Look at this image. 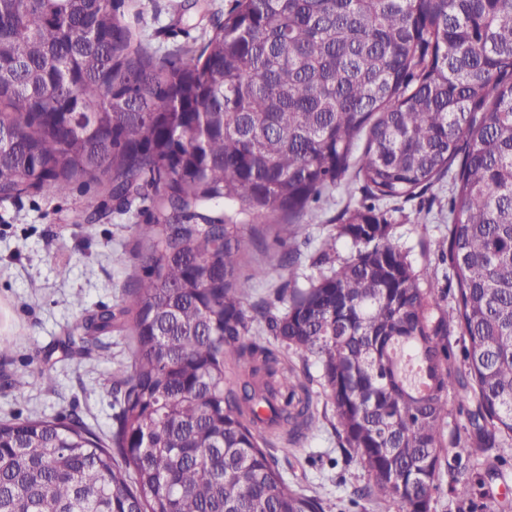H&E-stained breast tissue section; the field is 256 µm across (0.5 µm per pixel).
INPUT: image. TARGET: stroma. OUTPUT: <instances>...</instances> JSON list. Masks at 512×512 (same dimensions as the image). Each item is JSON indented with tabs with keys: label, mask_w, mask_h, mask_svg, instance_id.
I'll use <instances>...</instances> for the list:
<instances>
[{
	"label": "stroma",
	"mask_w": 512,
	"mask_h": 512,
	"mask_svg": "<svg viewBox=\"0 0 512 512\" xmlns=\"http://www.w3.org/2000/svg\"><path fill=\"white\" fill-rule=\"evenodd\" d=\"M139 3L125 0L126 20L147 51L162 56L199 45L223 21L230 0H151L144 11ZM358 202L341 187L304 218L294 241L303 274L315 273L312 259L321 239L335 232L337 214ZM152 206V200L137 197L128 208H116L102 185L82 181L64 196L31 192L0 201V420L78 419L99 436L110 435L115 387L131 362L130 341L115 331L91 336L83 359L65 356L62 345L86 317L119 302L133 268L114 263L112 255L133 252L135 227ZM447 214L443 182L397 203L390 241L408 252L415 268L437 266ZM42 370L50 372L51 383L11 387L14 375ZM274 454L289 481L319 493L325 512H383L355 496L367 474L357 461L343 459L329 422ZM495 456L490 450L469 459L477 482L472 502L444 491L435 495L431 512H512V461L497 472Z\"/></svg>",
	"instance_id": "1"
}]
</instances>
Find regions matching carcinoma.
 <instances>
[{
	"instance_id": "carcinoma-1",
	"label": "carcinoma",
	"mask_w": 512,
	"mask_h": 512,
	"mask_svg": "<svg viewBox=\"0 0 512 512\" xmlns=\"http://www.w3.org/2000/svg\"><path fill=\"white\" fill-rule=\"evenodd\" d=\"M124 0H0V200L103 185L135 225L133 287L79 326L133 344L107 440L74 420H0V512H323L270 449L315 432L322 387L354 495L431 512L470 448L512 447V0H232L197 47L155 58ZM448 180L447 282L389 242L379 202ZM359 184L298 282L251 300L245 224L302 229ZM350 258L336 264V241ZM461 330L459 351L448 324ZM318 376L302 381L288 352ZM240 367L236 386L224 369ZM470 446L444 460L448 393Z\"/></svg>"
}]
</instances>
